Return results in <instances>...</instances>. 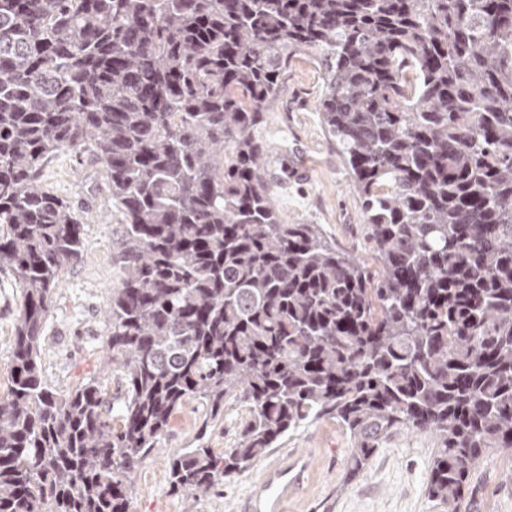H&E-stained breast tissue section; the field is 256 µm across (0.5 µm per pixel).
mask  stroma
Here are the masks:
<instances>
[{
	"label": "stroma",
	"mask_w": 512,
	"mask_h": 512,
	"mask_svg": "<svg viewBox=\"0 0 512 512\" xmlns=\"http://www.w3.org/2000/svg\"><path fill=\"white\" fill-rule=\"evenodd\" d=\"M322 74L312 56L293 58L282 96L264 112L258 129L270 146L266 168L269 190L286 222L321 225L325 236L353 252L370 271H377L341 149L330 139L318 112ZM42 186L85 215V248L80 261L67 269L53 294L44 338L42 369L58 390L68 391L96 378L108 395L119 389L106 363L108 305L123 271L117 260L120 216L107 189L104 169L89 155L62 154L48 161ZM20 293L7 272H0V396L11 362ZM248 416L236 402L214 425L204 423L195 402L178 410L161 443L131 476V512H183L181 495L171 493L168 468L174 453L197 435L215 451L233 447ZM349 437L332 418L304 425L281 439L276 448L248 471L235 474L199 498L192 512H243L252 488L266 469L291 453L306 451L314 465L299 493L288 498L283 512H441L430 501L425 474L433 441L400 428L380 445L367 468L354 481L345 479ZM469 491L477 512H512V477L500 458H487L470 475Z\"/></svg>",
	"instance_id": "stroma-1"
}]
</instances>
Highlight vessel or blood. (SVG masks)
Here are the masks:
<instances>
[{
    "label": "vessel or blood",
    "mask_w": 512,
    "mask_h": 512,
    "mask_svg": "<svg viewBox=\"0 0 512 512\" xmlns=\"http://www.w3.org/2000/svg\"><path fill=\"white\" fill-rule=\"evenodd\" d=\"M312 465L310 454L297 452L287 463L268 469L251 494L247 512H282L283 501L299 492Z\"/></svg>",
    "instance_id": "vessel-or-blood-1"
}]
</instances>
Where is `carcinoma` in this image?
Segmentation results:
<instances>
[{"instance_id":"cac0c4a2","label":"carcinoma","mask_w":512,"mask_h":512,"mask_svg":"<svg viewBox=\"0 0 512 512\" xmlns=\"http://www.w3.org/2000/svg\"><path fill=\"white\" fill-rule=\"evenodd\" d=\"M347 158L379 272L266 186L265 106L298 54ZM105 169L124 270L107 338L122 396L61 393L40 341L84 216L39 183ZM21 305L0 398V512H130L131 475L188 400L249 404L233 448L172 460L186 500L334 418L346 475L430 435L429 497L512 461V0H0V271Z\"/></svg>"}]
</instances>
